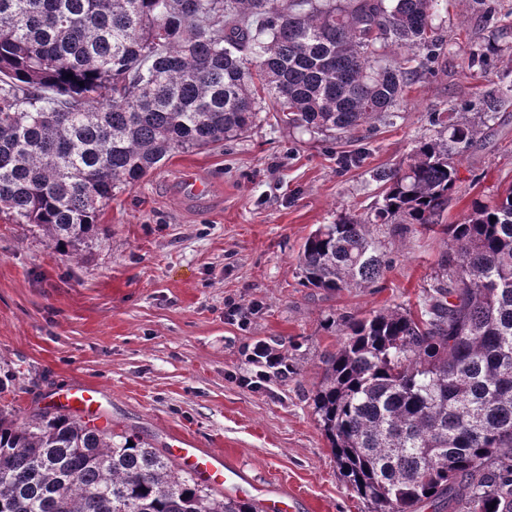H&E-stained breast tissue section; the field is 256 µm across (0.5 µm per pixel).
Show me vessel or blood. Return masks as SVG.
<instances>
[{
	"label": "vessel or blood",
	"mask_w": 512,
	"mask_h": 512,
	"mask_svg": "<svg viewBox=\"0 0 512 512\" xmlns=\"http://www.w3.org/2000/svg\"><path fill=\"white\" fill-rule=\"evenodd\" d=\"M168 188L190 210L210 209L216 201L214 183L190 171L171 181ZM54 402L60 409L77 414L97 417L102 413V393L86 381L57 392ZM171 456L179 468L197 472L206 483L227 494L246 480L224 454L200 447L195 439L182 434L174 435Z\"/></svg>",
	"instance_id": "vessel-or-blood-1"
}]
</instances>
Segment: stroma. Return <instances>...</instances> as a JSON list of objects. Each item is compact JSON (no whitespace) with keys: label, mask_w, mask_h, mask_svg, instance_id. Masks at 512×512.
Returning <instances> with one entry per match:
<instances>
[{"label":"stroma","mask_w":512,"mask_h":512,"mask_svg":"<svg viewBox=\"0 0 512 512\" xmlns=\"http://www.w3.org/2000/svg\"><path fill=\"white\" fill-rule=\"evenodd\" d=\"M512 0H448L433 24L452 33L432 72L406 91L393 124L342 138L289 129L261 110L240 139L178 152L100 218L105 230L70 259L36 228L0 214V406L22 411L52 402L83 380L99 387L114 432L159 450L181 430L231 457L254 483L284 485L286 512H371L347 485L309 399L320 360L352 316L415 304L446 249L439 230L380 233L392 263L372 287L325 293L304 287L296 258L306 237L341 213L363 215L378 199L372 179L423 139L438 135L434 113L456 105L479 133L459 165L444 221L457 224L473 199H495L512 182V103L493 117L483 93L512 84ZM489 65L468 63L489 39ZM364 149L360 164L340 155ZM191 168L221 187L217 205L184 210L166 183ZM240 306L246 325L228 320ZM259 344L287 356V378L269 373L243 385Z\"/></svg>","instance_id":"1"}]
</instances>
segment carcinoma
Returning a JSON list of instances; mask_svg holds the SVG:
<instances>
[{
	"label": "carcinoma",
	"instance_id": "cac0c4a2",
	"mask_svg": "<svg viewBox=\"0 0 512 512\" xmlns=\"http://www.w3.org/2000/svg\"><path fill=\"white\" fill-rule=\"evenodd\" d=\"M439 2L0 0V211L76 258L116 191L244 135L262 93L313 133L390 121L445 53ZM506 102L491 89L480 106ZM433 125L448 137L374 174L370 216L319 225L297 256L305 287L336 293L381 278L376 226L438 227L448 243L415 306L344 323L313 410L372 512H512V184L442 223L477 129L453 105ZM0 512L260 510L135 434L46 405L0 409Z\"/></svg>",
	"mask_w": 512,
	"mask_h": 512
}]
</instances>
